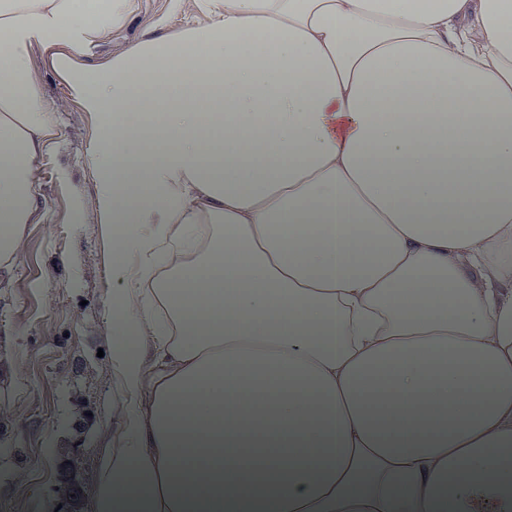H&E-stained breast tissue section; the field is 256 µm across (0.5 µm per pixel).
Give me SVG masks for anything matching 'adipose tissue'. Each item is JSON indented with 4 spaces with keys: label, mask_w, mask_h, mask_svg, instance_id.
<instances>
[{
    "label": "adipose tissue",
    "mask_w": 512,
    "mask_h": 512,
    "mask_svg": "<svg viewBox=\"0 0 512 512\" xmlns=\"http://www.w3.org/2000/svg\"><path fill=\"white\" fill-rule=\"evenodd\" d=\"M104 65L0 0V271L97 113L120 446L96 512H512V0H180Z\"/></svg>",
    "instance_id": "adipose-tissue-1"
}]
</instances>
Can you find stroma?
<instances>
[{"instance_id": "1", "label": "stroma", "mask_w": 512, "mask_h": 512, "mask_svg": "<svg viewBox=\"0 0 512 512\" xmlns=\"http://www.w3.org/2000/svg\"><path fill=\"white\" fill-rule=\"evenodd\" d=\"M202 20L177 0H137L88 59L106 63L147 36ZM31 67L57 111L40 171L44 221L27 225L15 268L0 278V449L10 461L0 504L43 512L47 500L79 485L73 512H95L99 467L118 446L112 426L124 392L108 305L124 282L91 191L99 120L71 101L41 48Z\"/></svg>"}]
</instances>
